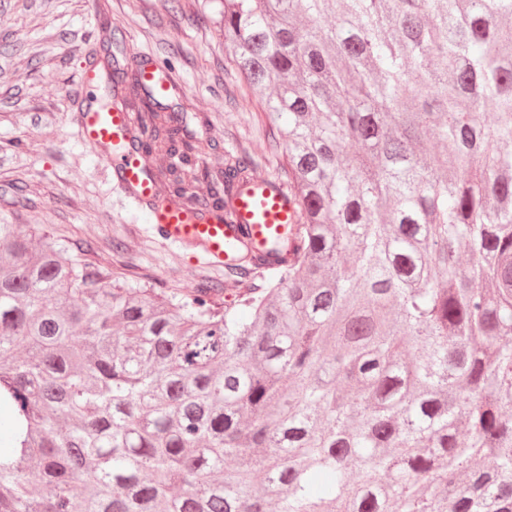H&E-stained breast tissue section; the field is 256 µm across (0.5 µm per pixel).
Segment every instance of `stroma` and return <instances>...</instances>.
<instances>
[{"instance_id":"35a3bbf8","label":"stroma","mask_w":512,"mask_h":512,"mask_svg":"<svg viewBox=\"0 0 512 512\" xmlns=\"http://www.w3.org/2000/svg\"><path fill=\"white\" fill-rule=\"evenodd\" d=\"M222 0H0V222L32 224L52 240L82 247L85 261L111 271L113 285L150 283L166 293L213 286V301L234 299L251 278L198 265L192 249L162 243L113 179L100 148L77 136L73 102L81 66L108 61L135 72L144 52L171 73V111L226 149L250 154L255 173L287 161L271 152L273 132L224 49ZM121 249H114V242Z\"/></svg>"}]
</instances>
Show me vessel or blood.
I'll return each instance as SVG.
<instances>
[{"label":"vessel or blood","instance_id":"vessel-or-blood-1","mask_svg":"<svg viewBox=\"0 0 512 512\" xmlns=\"http://www.w3.org/2000/svg\"><path fill=\"white\" fill-rule=\"evenodd\" d=\"M76 122L84 140L119 152L112 174L138 204L146 206L152 230L163 243L192 248L199 263L212 269L243 258L261 271L274 260L270 242L286 233L294 217L292 198L284 184L256 177L239 188L226 211L190 212L179 199L158 196L152 173L162 161L132 146L131 113L117 105L98 108L82 98Z\"/></svg>","mask_w":512,"mask_h":512}]
</instances>
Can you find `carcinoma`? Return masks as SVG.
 I'll use <instances>...</instances> for the list:
<instances>
[{
	"label": "carcinoma",
	"instance_id": "1",
	"mask_svg": "<svg viewBox=\"0 0 512 512\" xmlns=\"http://www.w3.org/2000/svg\"><path fill=\"white\" fill-rule=\"evenodd\" d=\"M512 0H224L284 138L288 260L215 289L109 287L0 223V512H512ZM142 152L190 209L253 158L189 139L140 74ZM465 244L468 262L458 261Z\"/></svg>",
	"mask_w": 512,
	"mask_h": 512
}]
</instances>
